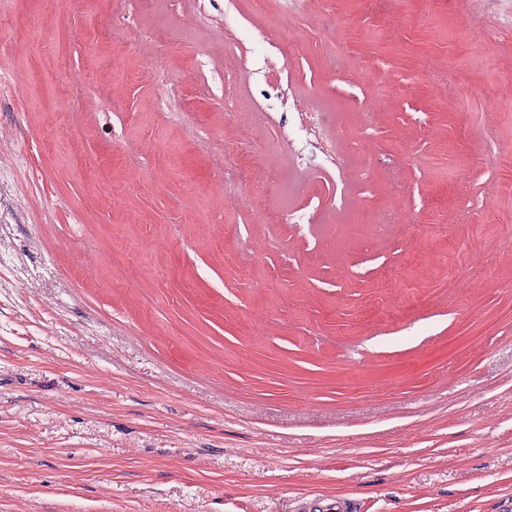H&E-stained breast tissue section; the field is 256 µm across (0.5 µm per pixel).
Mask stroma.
Instances as JSON below:
<instances>
[{
	"mask_svg": "<svg viewBox=\"0 0 512 512\" xmlns=\"http://www.w3.org/2000/svg\"><path fill=\"white\" fill-rule=\"evenodd\" d=\"M511 9L0 0V512H512Z\"/></svg>",
	"mask_w": 512,
	"mask_h": 512,
	"instance_id": "obj_1",
	"label": "stroma"
}]
</instances>
